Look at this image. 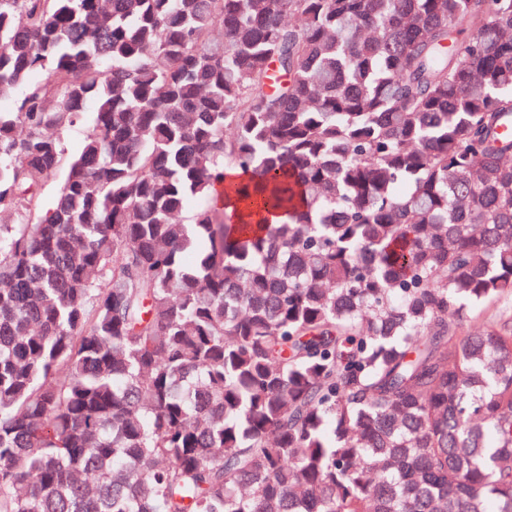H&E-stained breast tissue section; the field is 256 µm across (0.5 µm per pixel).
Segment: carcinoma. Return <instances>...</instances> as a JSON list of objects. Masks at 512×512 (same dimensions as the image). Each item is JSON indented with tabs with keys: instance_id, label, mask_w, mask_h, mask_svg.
<instances>
[{
	"instance_id": "1",
	"label": "carcinoma",
	"mask_w": 512,
	"mask_h": 512,
	"mask_svg": "<svg viewBox=\"0 0 512 512\" xmlns=\"http://www.w3.org/2000/svg\"><path fill=\"white\" fill-rule=\"evenodd\" d=\"M6 100L0 512H512V0H0Z\"/></svg>"
}]
</instances>
